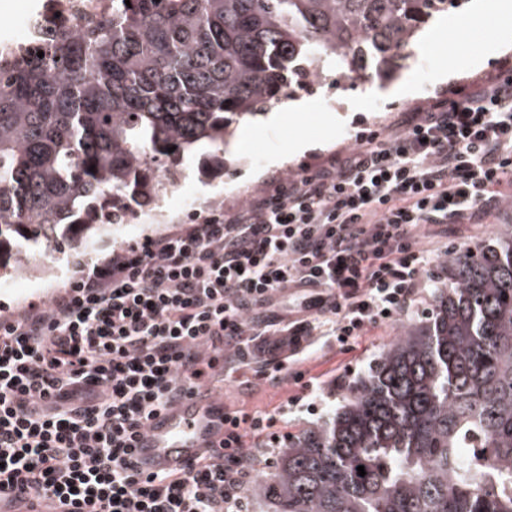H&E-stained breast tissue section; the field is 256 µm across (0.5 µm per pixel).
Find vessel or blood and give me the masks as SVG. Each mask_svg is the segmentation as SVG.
Listing matches in <instances>:
<instances>
[{
	"mask_svg": "<svg viewBox=\"0 0 512 512\" xmlns=\"http://www.w3.org/2000/svg\"><path fill=\"white\" fill-rule=\"evenodd\" d=\"M223 437L224 398L203 384L150 418L134 454L143 473L176 472L217 446Z\"/></svg>",
	"mask_w": 512,
	"mask_h": 512,
	"instance_id": "vessel-or-blood-1",
	"label": "vessel or blood"
}]
</instances>
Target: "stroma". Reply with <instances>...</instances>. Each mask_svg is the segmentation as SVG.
<instances>
[{
    "mask_svg": "<svg viewBox=\"0 0 512 512\" xmlns=\"http://www.w3.org/2000/svg\"><path fill=\"white\" fill-rule=\"evenodd\" d=\"M497 36V29L490 25L461 27L445 31L429 49H415L409 67L401 77L402 83L409 87L408 94L402 97L383 94L381 82L362 83L347 78H330L308 88L296 89L293 100L315 101L317 111L299 113L284 105L277 109V123L259 122L244 129V145L227 150L224 155L223 177L202 178L199 174L202 159L193 157L187 164V176L178 192L171 194L162 211L146 209L128 216L92 254L69 251L58 255L52 270L35 273L26 280L12 278L10 287H0V314L46 300L68 284L78 266L101 262L113 248L121 245L139 243L169 232L189 222L192 210H228L244 204L268 183L316 167L351 146L353 135L362 128L394 124L419 111L429 100L453 97L458 89L476 84L492 74L512 75V48L505 52L488 48ZM456 50L473 54L475 64L448 81L437 82L440 61L448 52ZM312 133L323 135L324 148L276 163V156L289 144ZM501 224H512V197L508 195L489 211L481 225L449 226L448 246L459 251L481 245ZM434 293V286L422 289L408 315L370 331L359 339L352 351L342 353L325 347L304 363V370L321 381L314 406L303 402L290 404V397L300 394V386L293 383L279 385L265 377L263 359L255 354L248 364L225 376V407L275 414V430L281 436H293L320 424L342 404L353 382L374 364L382 350L408 325L423 321L431 312Z\"/></svg>",
    "mask_w": 512,
    "mask_h": 512,
    "instance_id": "35a3bbf8",
    "label": "stroma"
}]
</instances>
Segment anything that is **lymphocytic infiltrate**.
I'll return each instance as SVG.
<instances>
[{"mask_svg": "<svg viewBox=\"0 0 512 512\" xmlns=\"http://www.w3.org/2000/svg\"><path fill=\"white\" fill-rule=\"evenodd\" d=\"M508 185L512 78L494 76L0 318V507L12 512L20 488L51 512H252L248 482L280 443L272 414L226 410L219 447L183 472L133 461L196 348L223 342L228 362L269 353L278 384L317 344L350 351L425 287L420 227L481 223Z\"/></svg>", "mask_w": 512, "mask_h": 512, "instance_id": "obj_1", "label": "lymphocytic infiltrate"}]
</instances>
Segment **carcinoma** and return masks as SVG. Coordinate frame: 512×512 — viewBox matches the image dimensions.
<instances>
[{
    "mask_svg": "<svg viewBox=\"0 0 512 512\" xmlns=\"http://www.w3.org/2000/svg\"><path fill=\"white\" fill-rule=\"evenodd\" d=\"M462 2L108 0L0 52V277L161 208L187 157L296 88L393 78ZM445 268L431 315L288 439L262 512H512V224Z\"/></svg>",
    "mask_w": 512,
    "mask_h": 512,
    "instance_id": "carcinoma-1",
    "label": "carcinoma"
}]
</instances>
